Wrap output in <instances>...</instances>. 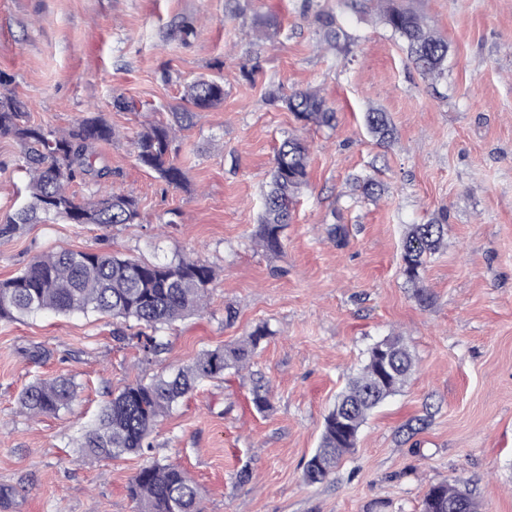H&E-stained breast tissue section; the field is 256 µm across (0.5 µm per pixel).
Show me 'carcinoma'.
Masks as SVG:
<instances>
[{
  "label": "carcinoma",
  "mask_w": 512,
  "mask_h": 512,
  "mask_svg": "<svg viewBox=\"0 0 512 512\" xmlns=\"http://www.w3.org/2000/svg\"><path fill=\"white\" fill-rule=\"evenodd\" d=\"M382 21L404 43L415 67L424 75L443 71L448 40L413 10L389 4ZM185 100L199 111L224 101V80L204 78L187 86ZM297 120L335 127L336 112L312 90L292 93L285 100ZM367 130L381 142L394 137L388 113L372 108L364 115ZM174 128L152 125L135 142L137 160L168 183L182 184V169L169 157ZM0 136L16 140L23 168L29 176V195L15 213L0 220V233L11 234L22 224L61 217L71 224H136L137 200L105 189L78 201L69 186L88 179L107 182L109 168L96 165L95 147L115 136L101 116L83 118L64 131L37 125L29 119L28 103L16 95H0ZM308 181V147L297 137L283 141L276 151L256 238L265 250L283 248L282 233L292 217V204ZM362 195L376 199L382 186L371 177L355 181ZM448 234L439 220L409 224L401 238L400 271L414 288V298L425 306L430 295L423 286L426 259L440 250ZM216 278L206 262L184 254L169 261L147 262L118 255L110 249L62 250L35 257L18 275L0 282V320H14L46 311L62 314L97 312L114 320L134 321L153 331L207 309L209 288ZM272 335L266 325L255 328L234 347L202 351L191 363L148 382L123 386L85 427L77 448L81 457L110 459L152 448L151 434L158 418L171 411L206 381L224 379L228 369L250 363L259 343ZM147 360L158 352L157 337L139 331L129 337ZM415 357L404 338L391 335L368 349L365 365L336 397L324 419L320 444L307 461L304 476L318 482L356 445L359 429L369 414L395 395L414 373ZM77 399L75 383L57 376L37 378L18 397L20 410L30 416L56 415ZM136 512H204L198 485L181 467L155 463L140 469L128 486ZM423 512H480L471 493L447 481L431 486Z\"/></svg>",
  "instance_id": "cac0c4a2"
}]
</instances>
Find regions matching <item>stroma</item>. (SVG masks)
Masks as SVG:
<instances>
[{"instance_id": "obj_1", "label": "stroma", "mask_w": 512, "mask_h": 512, "mask_svg": "<svg viewBox=\"0 0 512 512\" xmlns=\"http://www.w3.org/2000/svg\"><path fill=\"white\" fill-rule=\"evenodd\" d=\"M448 40L440 76L422 75L380 20V0H0V93L28 101L59 131L103 117L110 188L135 197L136 224L56 219L0 236V282L36 256L109 248L145 261L187 253L217 278L203 316L157 335L141 361L118 324L94 313L0 321V512H135L131 478L177 463L204 512H421L430 485L458 481L481 512H512V0H403ZM333 15L345 36L325 41ZM196 32L182 37V18ZM256 65L252 77L243 65ZM219 75L224 102L195 113L170 149L186 183L136 160L134 140L186 108L192 81ZM318 91L332 128L302 126L283 100ZM132 103L116 109L114 97ZM388 113L396 138L376 141L361 116ZM309 147V183L282 252L255 242L276 146ZM21 149L0 137V218L24 202ZM384 183L375 202L354 178ZM447 215L420 306L400 273L405 225ZM346 225L345 245L327 230ZM271 330L249 368L203 383L160 418L142 455L76 462L81 429L135 379ZM404 336L417 362L400 393L363 424L324 481L304 479L325 415L367 351ZM64 375L78 397L59 415L18 411L21 390ZM269 381L257 410L253 377Z\"/></svg>"}]
</instances>
